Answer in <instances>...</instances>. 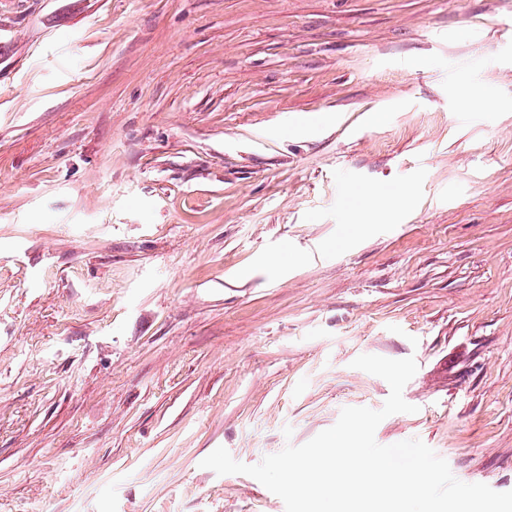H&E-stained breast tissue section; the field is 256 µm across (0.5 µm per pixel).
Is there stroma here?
<instances>
[{
	"label": "stroma",
	"mask_w": 512,
	"mask_h": 512,
	"mask_svg": "<svg viewBox=\"0 0 512 512\" xmlns=\"http://www.w3.org/2000/svg\"><path fill=\"white\" fill-rule=\"evenodd\" d=\"M362 354L512 491V0H0V512H285L201 462L381 408ZM360 222L358 225L364 227L366 224H378L377 222L388 218L389 214L385 210L380 200L373 194H366L362 197L359 204Z\"/></svg>",
	"instance_id": "obj_1"
}]
</instances>
